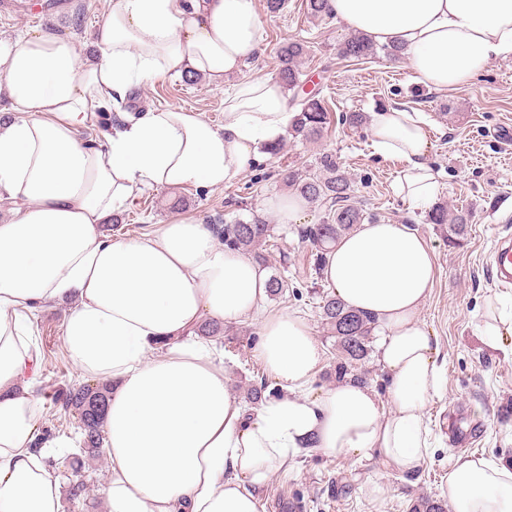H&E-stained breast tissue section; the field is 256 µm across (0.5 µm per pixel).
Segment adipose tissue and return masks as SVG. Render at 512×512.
<instances>
[{
  "instance_id": "1",
  "label": "adipose tissue",
  "mask_w": 512,
  "mask_h": 512,
  "mask_svg": "<svg viewBox=\"0 0 512 512\" xmlns=\"http://www.w3.org/2000/svg\"><path fill=\"white\" fill-rule=\"evenodd\" d=\"M83 43L52 33L0 41V77L15 115L0 126V512H64L46 461L33 322L67 304L65 352L80 377L112 386L103 434L106 512H264L261 488L299 449L381 456L415 472L428 453L438 342L418 319L436 277L434 251L405 224H363L337 239L322 275L347 306L374 316L387 400L350 380L314 389L321 351L308 323L262 313L268 273L218 245L197 221L138 239L105 234L106 218L147 188L215 190L284 136L291 96L245 71L264 51L258 0H106ZM350 29L395 44L425 86L448 90L512 54V0H331ZM195 72L223 83L224 121L167 107L123 112L97 130L98 109L145 80ZM376 152L404 167L394 193L416 208L440 190L421 113L371 112ZM261 314L254 353L282 392L254 408L236 396L224 351L199 328ZM449 512H512V466L463 456L448 470Z\"/></svg>"
}]
</instances>
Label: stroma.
Here are the masks:
<instances>
[{"mask_svg":"<svg viewBox=\"0 0 512 512\" xmlns=\"http://www.w3.org/2000/svg\"><path fill=\"white\" fill-rule=\"evenodd\" d=\"M0 12V40L18 32L55 33L91 43L105 15V0H17ZM264 51L246 74H275L279 43L306 41L309 53L302 62L303 79L319 89L328 108V124L312 140L285 138L279 157L262 156L224 188L207 191L153 189L131 197L107 223L116 239H134L158 225L179 220L216 224L240 215L242 208L259 210L263 198L285 191L280 173L316 170L322 154L332 153L350 175L353 200L376 221L408 224L434 250L437 279L418 314L438 338L444 387L430 404L427 417L432 448L412 475L382 464L380 458L354 460L301 450L273 474L260 494L266 512H282L279 499L287 497L294 512H412L420 498L440 499L448 487V468L459 456H494L512 465V335L489 344L481 334L487 299H512V285L501 286L491 272V253L498 240L512 235V55L491 62L469 83L448 91L420 89L405 60L379 55L351 61L337 48L349 34L338 19L308 14L305 0H288L279 12L260 7ZM227 77L215 85L202 79L190 84L180 76L144 82L124 105L126 111L181 107L221 124L224 90L234 85ZM383 106L403 107L424 115L431 147L428 160L441 173L438 202L449 208L476 211L459 244L448 242L444 226L428 223L426 210L411 208L395 196L392 182L402 167L393 157L376 155L368 129L343 125L345 112H372ZM268 273L285 274L288 288L277 298H266L268 311H295L304 317L322 351L315 377L319 388L336 386V340L319 308L330 289L313 270L311 247L302 242L299 226L279 224L275 240L265 252ZM65 306L44 310L34 323L38 354L37 393L41 398L43 433L65 438L52 462L63 480L77 453L81 433L78 419L52 401L53 394L78 385L77 370L63 347L61 325ZM259 321L247 318L225 324L214 341L225 353L230 385L239 395L261 387L262 398L280 389L253 355ZM384 497H377L375 487Z\"/></svg>","mask_w":512,"mask_h":512,"instance_id":"1","label":"stroma"}]
</instances>
